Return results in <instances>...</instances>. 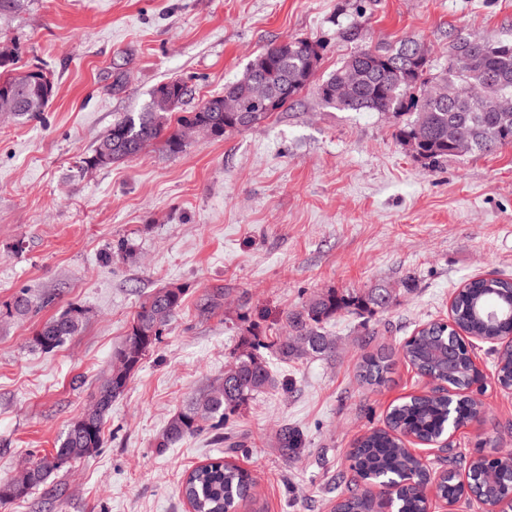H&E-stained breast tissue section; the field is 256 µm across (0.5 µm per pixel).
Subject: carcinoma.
<instances>
[{
	"mask_svg": "<svg viewBox=\"0 0 512 512\" xmlns=\"http://www.w3.org/2000/svg\"><path fill=\"white\" fill-rule=\"evenodd\" d=\"M459 50L470 52L472 67L454 66ZM362 57L361 90L353 97L338 98L330 93L336 87L343 67L321 81L316 74L322 60V46L307 38L275 43L264 48L243 75L212 95L191 112L172 118L187 89L180 79L156 85L148 102L138 112H128L112 123L98 140L92 154L83 158L86 168H101L133 158L155 145L176 155L187 147L184 132L200 127L221 138L230 132L248 130L276 112H281L310 86H315L321 103L345 112H380L394 117L406 112L411 118L398 127L396 137L418 160L435 165L450 156L490 152L512 144V42L489 41L469 33L457 34L448 51V66L431 73L429 53L419 43L405 40L395 47L357 52ZM17 54L0 55V112L10 111L17 118L39 119L54 95V83L41 69L12 74ZM260 75L273 86L272 96L260 103L249 96L252 77ZM435 80L448 86V97L432 99L427 88ZM241 98L250 113L224 111V96ZM507 279H473L455 297L454 323L473 336L496 338L512 334V314L503 312L489 321L475 313L478 306L494 308L495 298L508 293ZM396 300V289L377 285L363 291L338 293L328 290L314 294L301 309L286 315L287 335L268 343L252 330L241 340L224 379L210 386L177 411L169 420L158 443L170 448L201 431L203 424L220 427L246 406L253 397L276 387L277 378L265 349L282 362L311 354L325 355L334 346L324 325L341 313L374 316ZM184 302L183 289L160 288L143 300L117 354L126 360L120 369H111L98 387L88 409L92 425L78 427L73 421L59 439L58 447L38 459L28 469L20 487L0 481V503L27 496L53 473L91 456L104 445L103 424L112 402L121 396L131 375L155 347L164 329L177 316ZM84 311L72 307L46 321L32 337V344L45 352L62 346L82 328ZM452 328L432 322L418 329L402 346L408 362L421 377L438 378L454 389L470 383L469 357L459 340L449 341ZM495 372L507 384L512 380V348L498 352ZM390 370L389 356L369 352L362 356L359 376L366 384L378 387ZM469 401L458 395L453 403L437 397H411L391 407L387 426L368 432L361 447L350 454V472L337 476L336 486L345 490L339 503L341 512H372L371 502L359 490L357 475L371 472L377 481L418 482L427 466L406 447L403 436L413 433L431 441L448 428V419H467ZM281 452L287 456L303 451L299 432L285 428L280 436ZM512 485L498 486L475 482L471 494L481 501L506 495ZM195 512H240L253 497V480L248 471L215 458L190 471L182 488ZM394 512H423V501L408 492L397 499Z\"/></svg>",
	"mask_w": 512,
	"mask_h": 512,
	"instance_id": "carcinoma-1",
	"label": "carcinoma"
}]
</instances>
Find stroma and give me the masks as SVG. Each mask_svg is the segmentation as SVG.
<instances>
[{
    "instance_id": "1",
    "label": "stroma",
    "mask_w": 512,
    "mask_h": 512,
    "mask_svg": "<svg viewBox=\"0 0 512 512\" xmlns=\"http://www.w3.org/2000/svg\"><path fill=\"white\" fill-rule=\"evenodd\" d=\"M349 25L358 39L342 36ZM462 31L512 39V0H18L0 11L17 70L42 68L54 83L40 119L0 118V480L53 453L139 304L160 288L184 291L181 312L113 402L103 448L0 512H188L186 474L217 457L254 480L242 512H334L335 478L356 440L428 386L404 359V340L447 321L468 280L512 279V146L427 166L396 139V118L325 107L310 88L253 128L197 139L176 156L150 147L109 167L80 162L158 83L182 79L180 109L193 111L269 43L322 42L325 77L356 51L406 38L441 68ZM378 284L398 288L396 302L368 320L344 313L326 324L335 353L276 364L280 388L227 427L158 451L170 418L223 378L250 325L272 339L311 295ZM219 289L221 307L201 312ZM22 290L31 313L8 314ZM71 306L85 312L80 332L53 352L33 349L34 332ZM369 329L391 359L380 387L357 373ZM491 349L473 346L489 376L483 417L457 430L449 450L413 449L434 470L487 442L512 448V393L490 379ZM287 426L304 446L288 457L278 444Z\"/></svg>"
}]
</instances>
